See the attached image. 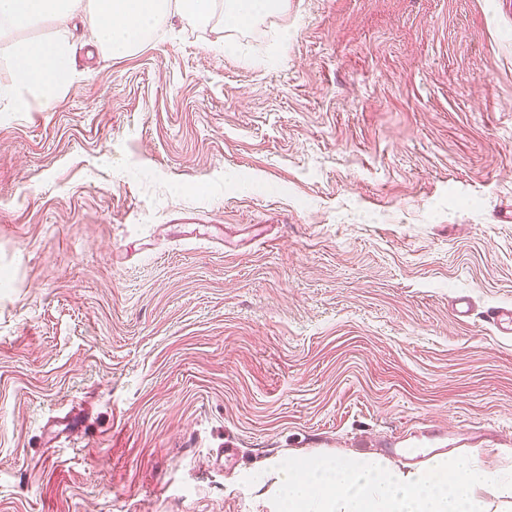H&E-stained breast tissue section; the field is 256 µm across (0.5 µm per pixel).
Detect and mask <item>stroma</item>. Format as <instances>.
I'll use <instances>...</instances> for the list:
<instances>
[{
    "instance_id": "stroma-1",
    "label": "stroma",
    "mask_w": 512,
    "mask_h": 512,
    "mask_svg": "<svg viewBox=\"0 0 512 512\" xmlns=\"http://www.w3.org/2000/svg\"><path fill=\"white\" fill-rule=\"evenodd\" d=\"M223 18L27 31L77 69L0 119V512H276L271 464L431 435L512 473V0ZM485 321L491 324L500 336L512 335V307H494L485 313Z\"/></svg>"
}]
</instances>
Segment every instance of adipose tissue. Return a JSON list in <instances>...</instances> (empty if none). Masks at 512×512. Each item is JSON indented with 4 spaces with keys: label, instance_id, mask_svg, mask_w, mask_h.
<instances>
[{
    "label": "adipose tissue",
    "instance_id": "obj_1",
    "mask_svg": "<svg viewBox=\"0 0 512 512\" xmlns=\"http://www.w3.org/2000/svg\"><path fill=\"white\" fill-rule=\"evenodd\" d=\"M275 476L279 512H512V478L471 457L437 454L407 470L375 455L304 457Z\"/></svg>",
    "mask_w": 512,
    "mask_h": 512
}]
</instances>
